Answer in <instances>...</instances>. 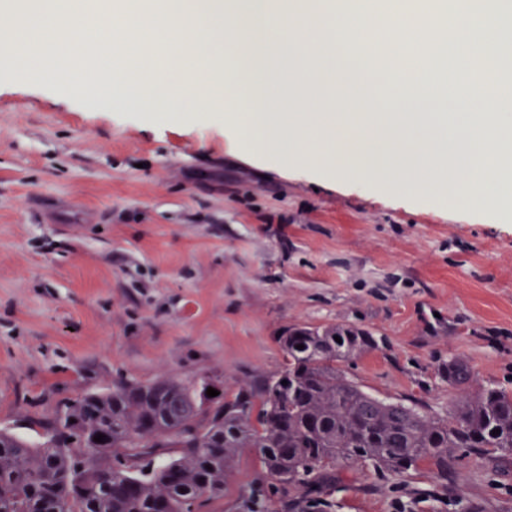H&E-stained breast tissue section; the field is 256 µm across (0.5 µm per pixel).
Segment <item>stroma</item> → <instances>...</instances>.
Masks as SVG:
<instances>
[{"label":"stroma","instance_id":"35a3bbf8","mask_svg":"<svg viewBox=\"0 0 512 512\" xmlns=\"http://www.w3.org/2000/svg\"><path fill=\"white\" fill-rule=\"evenodd\" d=\"M405 205L246 161L224 129L99 110L54 80L0 82V427L123 380L279 373L291 327L374 345L341 362L380 399L447 417L443 370L512 390V223ZM240 451L222 499L265 482ZM512 512V466L336 477L335 512Z\"/></svg>","mask_w":512,"mask_h":512}]
</instances>
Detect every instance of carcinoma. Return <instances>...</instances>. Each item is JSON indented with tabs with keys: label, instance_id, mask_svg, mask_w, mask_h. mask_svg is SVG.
Listing matches in <instances>:
<instances>
[{
	"label": "carcinoma",
	"instance_id": "cac0c4a2",
	"mask_svg": "<svg viewBox=\"0 0 512 512\" xmlns=\"http://www.w3.org/2000/svg\"><path fill=\"white\" fill-rule=\"evenodd\" d=\"M280 344L279 374L222 401L206 381L161 376L58 406L35 440L0 427V512H202L224 496L243 448L257 449L281 512H328L338 470L404 476L432 465L446 477L465 460H512V391L473 389L464 360H448L456 396L441 418L373 397L336 367L372 345L366 331L294 327ZM243 500L245 512H267L259 491Z\"/></svg>",
	"mask_w": 512,
	"mask_h": 512
}]
</instances>
